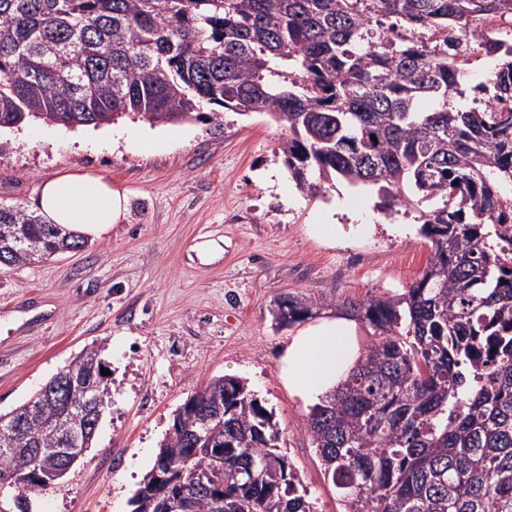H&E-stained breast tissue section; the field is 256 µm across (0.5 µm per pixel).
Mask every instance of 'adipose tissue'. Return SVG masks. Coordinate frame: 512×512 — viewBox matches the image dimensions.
Returning a JSON list of instances; mask_svg holds the SVG:
<instances>
[{
    "mask_svg": "<svg viewBox=\"0 0 512 512\" xmlns=\"http://www.w3.org/2000/svg\"><path fill=\"white\" fill-rule=\"evenodd\" d=\"M124 192L89 173H67L46 181L38 201L40 215L90 236L118 223L126 209ZM359 358L353 323L324 318L290 336L278 377L303 402L312 403L336 388Z\"/></svg>",
    "mask_w": 512,
    "mask_h": 512,
    "instance_id": "obj_1",
    "label": "adipose tissue"
}]
</instances>
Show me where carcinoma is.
Listing matches in <instances>:
<instances>
[{"label":"carcinoma","instance_id":"carcinoma-1","mask_svg":"<svg viewBox=\"0 0 512 512\" xmlns=\"http://www.w3.org/2000/svg\"><path fill=\"white\" fill-rule=\"evenodd\" d=\"M512 0H0V129L42 119L108 125L134 114L177 123L201 103L288 126L279 146L297 188L340 179L421 211L431 256L413 284L343 306L371 339L346 379L310 409L306 429L348 512H512V268L496 258L512 212ZM470 56H499L487 99L453 107ZM430 100L421 112L418 100ZM85 239L18 206H0V253L12 266L82 249ZM317 301L276 302L284 327ZM493 351L481 361L480 349ZM36 393L9 415L64 466L57 423L84 422L85 379ZM222 415L206 442L198 417ZM281 432L245 384L217 376L195 412L176 410L132 512H315L279 452ZM165 464L158 483L155 468ZM24 462L0 455V478Z\"/></svg>","mask_w":512,"mask_h":512}]
</instances>
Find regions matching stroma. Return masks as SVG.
Wrapping results in <instances>:
<instances>
[{"label":"stroma","instance_id":"obj_1","mask_svg":"<svg viewBox=\"0 0 512 512\" xmlns=\"http://www.w3.org/2000/svg\"><path fill=\"white\" fill-rule=\"evenodd\" d=\"M119 137L41 120L0 131V205L36 209L44 180L87 171L125 190V217L78 251L0 269V413L39 390L83 350L102 347L105 410L81 460L32 493L33 512H131L176 409L209 379L241 378L272 410L280 452L309 488L316 512H346L306 430L308 407L278 379L295 327H277L283 294L321 301L402 292L431 244L413 206L386 216L367 187L334 181L298 191L277 151L286 126L264 114L202 104L192 119L152 124L130 116ZM153 136L151 149L142 136ZM273 173L275 184L263 183ZM369 210L373 221H356ZM333 221L326 239L316 225ZM223 256L201 262L195 246Z\"/></svg>","mask_w":512,"mask_h":512}]
</instances>
